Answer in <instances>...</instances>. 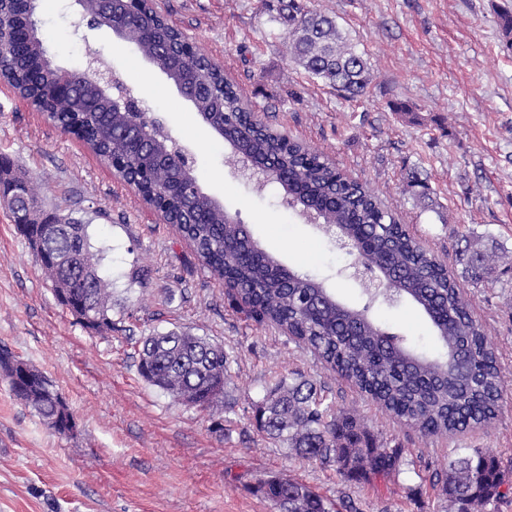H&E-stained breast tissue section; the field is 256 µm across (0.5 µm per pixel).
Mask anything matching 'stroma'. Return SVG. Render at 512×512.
<instances>
[{
    "label": "stroma",
    "instance_id": "stroma-1",
    "mask_svg": "<svg viewBox=\"0 0 512 512\" xmlns=\"http://www.w3.org/2000/svg\"><path fill=\"white\" fill-rule=\"evenodd\" d=\"M157 4L274 131L366 183L450 270L462 269L464 237L493 241L500 259L492 281L464 289L496 350L498 418L489 430L432 441L385 414L309 350L235 306L175 225L83 140L0 82V157L33 183L46 210L86 223L94 243L112 247V328L96 332L58 303L0 203V350L45 375L77 426L71 436L55 433L0 371V512H278L256 490L269 475L358 512H448L431 475L461 448L500 461L508 492L495 512H512V43L502 31L512 0H311L370 61L372 81L352 101L291 62L263 0ZM75 9L56 0L38 11L54 62L81 70L101 58L135 88L142 111L163 117L193 155L204 192L238 214L263 249L363 304L359 283L341 274L351 258L334 238L288 210L278 184L258 187L234 168L222 138L167 77L109 29L76 25ZM400 102L414 120L395 114ZM413 174L429 185L435 208L415 196ZM376 314L418 349H433L427 322L409 305ZM172 329L223 346L231 376L218 407L185 405L139 375V339ZM281 377L308 379L336 409L358 411L378 443L402 449L399 472L350 482L335 464L300 460L267 438L255 410Z\"/></svg>",
    "mask_w": 512,
    "mask_h": 512
}]
</instances>
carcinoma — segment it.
I'll return each instance as SVG.
<instances>
[{
  "label": "carcinoma",
  "mask_w": 512,
  "mask_h": 512,
  "mask_svg": "<svg viewBox=\"0 0 512 512\" xmlns=\"http://www.w3.org/2000/svg\"><path fill=\"white\" fill-rule=\"evenodd\" d=\"M277 2L275 20L288 32L291 61L311 78L336 89L344 99L363 95L372 69L355 49L336 17L307 6V0ZM35 0H0L8 22L37 28ZM112 21L125 27L123 42L145 57L168 79L193 90L202 120L223 134L234 161L246 157L275 164L288 193V206L356 243L355 261L387 276L388 287L369 291L377 305L412 304L428 320L437 349L416 351L407 337L378 322L372 307H354L338 300L316 276L289 269L263 250L248 228L235 223L212 196H190L176 189L178 173L154 150L133 146L123 131L128 115L112 111V99L83 81L63 99L54 87L63 73L36 38L19 50L4 46L0 69L21 96L41 109L57 126L78 123L90 146L102 158L123 157L132 172L147 171L141 187L145 198L165 200L169 220L191 242L202 265L217 279L237 289L260 323H270L310 349L342 378L357 386L385 411L414 427L425 438L454 437L488 429L498 416L502 377L484 327L448 267L384 208L367 184L335 169L328 159L281 137L243 102L237 87L224 79L219 65L206 56L195 60L180 52L183 32L144 5L130 17L127 5L115 0ZM57 257L72 256L87 278H70L47 265L60 305L85 328L112 329V305L101 276L99 254L93 251L88 225L77 221L51 240ZM495 249L483 240L469 241L464 251V277L474 284L493 273ZM138 370L151 385L188 398L208 409L224 397L230 377L228 355L209 339L170 330L140 341ZM27 401L46 425L65 421L69 412L45 377L29 385ZM255 420L268 438L295 456L334 463L351 481L386 478L399 467V448L376 445L373 435L353 411H338L313 384L284 377L266 391ZM448 495V512H487L505 497L500 463L474 448L448 460L435 473ZM263 497L283 512H332L325 498L309 486L271 476L258 485Z\"/></svg>",
  "instance_id": "carcinoma-1"
}]
</instances>
